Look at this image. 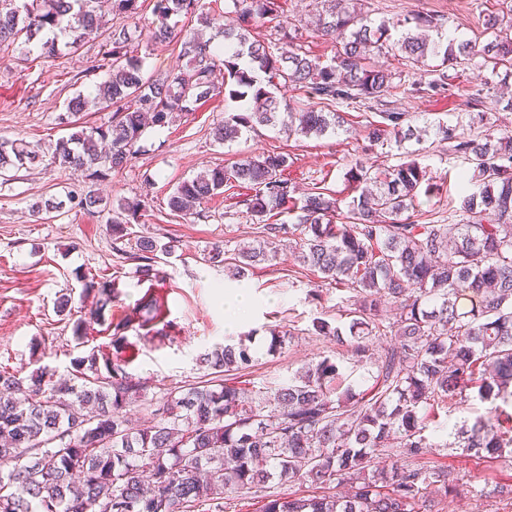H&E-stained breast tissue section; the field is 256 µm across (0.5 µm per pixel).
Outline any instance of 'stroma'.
Returning a JSON list of instances; mask_svg holds the SVG:
<instances>
[{
    "label": "stroma",
    "instance_id": "1",
    "mask_svg": "<svg viewBox=\"0 0 512 512\" xmlns=\"http://www.w3.org/2000/svg\"><path fill=\"white\" fill-rule=\"evenodd\" d=\"M273 2L277 12L304 22L303 51L324 61L334 56L335 44L314 36L309 26L316 11L314 0ZM498 4L499 0H364V9L376 22L418 12L439 14L447 18L452 31L471 39L485 36L483 11L497 9ZM101 44V39H90L77 52L36 59L0 48V139L48 144L68 136L58 117L76 94L93 91L95 82L85 78L84 71L99 59ZM132 47L144 62L145 75L164 74L176 66V44H152L136 28ZM383 62L390 69H403L406 80L389 95L391 107L451 124H469L478 111L470 101L472 94L494 79L477 59L452 70L447 91L423 96L415 88L433 79L431 67L403 68L390 55ZM238 109V102L223 92L197 102L191 111L175 114L168 125L146 126L127 166L100 182L89 183L81 172L46 158L13 171L10 181L0 183V369L18 370L25 376L44 369L66 378L82 349L121 357L126 371L147 385L148 404L130 410L132 418L143 423L161 405L165 388L200 380L204 374L200 355L219 344L248 338L254 360L238 384L253 391L287 378L313 359L343 357L344 348L309 332L315 317L343 319V292L326 288L321 299H312L315 276L285 246L273 260L255 265L245 279L229 278L223 263L206 262L203 256L220 245L225 260L233 259L235 249L253 241L256 218L226 193L186 216L170 211L168 198L182 180L272 150L289 155L286 175L300 193L344 191L343 174L366 146L368 124L376 115L364 107L348 109L346 131L322 137L291 136L278 125L258 127L226 144L217 142L216 127L225 113ZM414 149L440 186L438 194L423 201L420 223H455L462 197L458 175L466 164L449 153L446 143L430 135L419 145L410 141L401 148L393 144L375 148L373 158L387 167L403 161L404 151ZM89 188L101 197L102 209L88 212L71 202L72 193ZM49 198L60 202V209L35 219L32 205ZM127 198L141 199L145 211L118 243L108 219ZM143 236L172 246L170 255L158 256L149 279L138 273L134 257L135 243ZM87 274L111 280L114 297L103 320L88 323L85 346L80 349L70 318L57 313L56 303L64 295L79 299ZM240 286L250 290L253 302L247 318L231 334L225 327L224 295ZM149 291L167 302L166 335L139 325L137 307ZM122 319L130 327L126 345L118 352L112 347L108 324ZM275 329L290 331L291 337L272 353L268 345ZM490 408V403L472 398L433 414L427 431L433 447L424 460L447 468L452 488L445 495L430 492L429 512H512V499L493 493L496 482L512 481V454L488 462L453 445L457 430L488 414Z\"/></svg>",
    "mask_w": 512,
    "mask_h": 512
}]
</instances>
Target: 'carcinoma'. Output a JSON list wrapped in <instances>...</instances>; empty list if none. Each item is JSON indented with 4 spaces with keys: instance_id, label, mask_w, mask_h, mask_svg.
I'll return each instance as SVG.
<instances>
[{
    "instance_id": "1",
    "label": "carcinoma",
    "mask_w": 512,
    "mask_h": 512,
    "mask_svg": "<svg viewBox=\"0 0 512 512\" xmlns=\"http://www.w3.org/2000/svg\"><path fill=\"white\" fill-rule=\"evenodd\" d=\"M238 22L224 21V42L197 30L177 28L173 19L203 11L202 0H153L147 25L157 44L179 41L187 60L157 78H147L143 60L131 50L127 22L138 19L140 0H112L119 25L102 29L97 0H0V46L41 54L77 51L86 39L103 37L102 58L85 69L90 78L108 68L107 79L89 98L78 94L67 104L71 115L89 104L112 108L111 120L80 128L56 142L51 162L81 171L91 182L110 176L135 154L145 118L159 126L213 95L215 80L235 90L230 96L256 108L224 113L216 139L229 142L255 126L282 123L288 134L323 136L342 129L338 105L379 106L400 74L379 58L396 54L405 65L439 61L435 77L417 93L434 95L448 86V69L481 58L492 69L512 70V36L487 43L443 32L438 15L416 13L374 24L360 0H317V32L339 44L328 63L308 56L278 20L277 43L251 40L243 23L271 13L270 0H232ZM282 79L303 89L309 103L281 112L271 91ZM367 139L373 146L397 147L421 141L416 116L391 108L378 111ZM480 131L441 121L425 131L469 168L463 179L477 190L460 201L459 224H420V196L438 192L431 171L409 152V159L381 168L358 158L344 173L349 194L309 192L295 199L296 186L283 177L288 156L267 152L242 159L229 169L215 167L174 186L171 211L186 214L224 192L246 185L240 200L262 219L285 210L297 212L292 224L258 227L259 246L238 249L234 275L242 277L277 253L281 242L316 272L320 283L353 298L346 322L332 325L316 317L314 334L347 347L350 364H371V385L359 392L346 384L341 367L324 357L311 361L286 383L246 392L228 377L251 367L249 347L224 345L201 358L205 379L167 389L153 420L131 424L127 409L147 403L144 383L116 360L94 351L74 361L76 386L42 370L29 376L0 371V512H224V501L261 494L259 512H415L431 487L448 492L447 470L417 464L388 467L376 458L401 448L418 459L436 447L425 436L426 411L467 398L512 400V135L483 112ZM39 147L0 141V178L34 164ZM141 200H123L112 234L126 236L127 225L142 217ZM172 246L151 237L137 239L138 267L152 276L156 254ZM83 293L95 309L73 322V336L84 338L87 320L98 321L112 303L110 281L91 280ZM395 319L388 321V312ZM142 323L162 313L156 298L139 306ZM394 333L397 346L379 356L369 352L375 336ZM458 447L495 459L512 453V427L495 416L475 419L457 432ZM310 482L331 486L349 480L348 494L285 496L266 494V485Z\"/></svg>"
}]
</instances>
